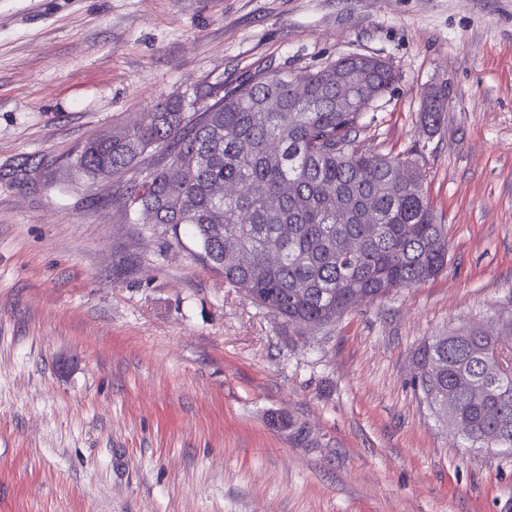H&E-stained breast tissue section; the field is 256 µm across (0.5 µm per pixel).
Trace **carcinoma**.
Segmentation results:
<instances>
[{"instance_id": "1", "label": "carcinoma", "mask_w": 512, "mask_h": 512, "mask_svg": "<svg viewBox=\"0 0 512 512\" xmlns=\"http://www.w3.org/2000/svg\"><path fill=\"white\" fill-rule=\"evenodd\" d=\"M357 76L366 99L397 81L389 64L354 54L315 71L268 65L220 97H198L193 111L178 98L157 103L122 136L103 132L85 143L74 168L112 180L120 211L156 237L191 241L194 257L256 306L290 326L329 327L448 264V225L424 192L427 174L414 151L364 145V113L336 109ZM271 100L278 111L268 109ZM446 112L448 88L436 87L419 121L434 133ZM402 164L411 175L398 184L392 173ZM217 183L238 192L217 198ZM271 250L279 253L274 264ZM414 363L415 387L434 409L448 399V419L467 424L470 447L512 448V317L495 334L433 336Z\"/></svg>"}]
</instances>
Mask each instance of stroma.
I'll return each mask as SVG.
<instances>
[{
    "mask_svg": "<svg viewBox=\"0 0 512 512\" xmlns=\"http://www.w3.org/2000/svg\"><path fill=\"white\" fill-rule=\"evenodd\" d=\"M399 75L448 266L307 332L70 174L162 97L348 54ZM450 108L419 128L424 92ZM512 315V0H0V512H512V454L415 390L432 336ZM429 97V104L419 113V121L428 132L434 133L439 129L449 110L448 88L434 87Z\"/></svg>",
    "mask_w": 512,
    "mask_h": 512,
    "instance_id": "1",
    "label": "stroma"
}]
</instances>
